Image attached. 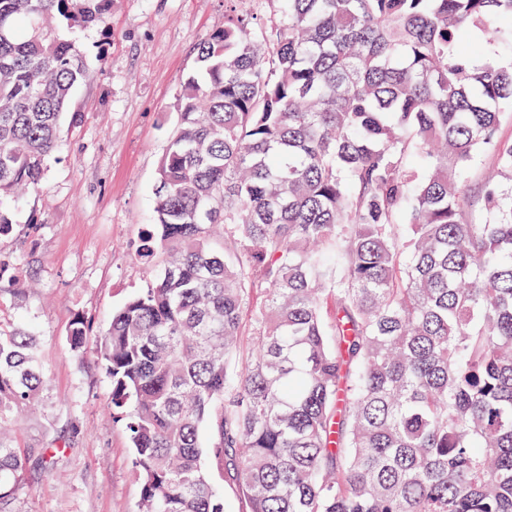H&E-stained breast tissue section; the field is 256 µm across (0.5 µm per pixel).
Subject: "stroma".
<instances>
[{"label":"stroma","instance_id":"1","mask_svg":"<svg viewBox=\"0 0 512 512\" xmlns=\"http://www.w3.org/2000/svg\"><path fill=\"white\" fill-rule=\"evenodd\" d=\"M229 0H113L108 25L72 38L91 72L69 109L41 189L16 203L0 237V323L39 338L46 387L19 411L11 441L45 448L27 460L12 512H138L139 485L121 423L107 411L111 383L93 350L73 353L75 315L104 331L112 311L151 270L137 242L154 219L157 162L174 128L195 48L224 26Z\"/></svg>","mask_w":512,"mask_h":512}]
</instances>
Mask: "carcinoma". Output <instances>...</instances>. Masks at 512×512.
Segmentation results:
<instances>
[{
  "instance_id": "cac0c4a2",
  "label": "carcinoma",
  "mask_w": 512,
  "mask_h": 512,
  "mask_svg": "<svg viewBox=\"0 0 512 512\" xmlns=\"http://www.w3.org/2000/svg\"><path fill=\"white\" fill-rule=\"evenodd\" d=\"M267 3L197 46L137 246L157 273L67 334L110 379L140 512H224L213 473L242 512H512V0ZM111 10L0 0V237L89 76L68 34ZM45 384L0 324V424ZM26 460L0 437V512ZM495 158L489 151L480 153L466 175V184L471 204L467 209L469 219L476 224L485 220V212L482 206V195L485 173L492 169Z\"/></svg>"
}]
</instances>
